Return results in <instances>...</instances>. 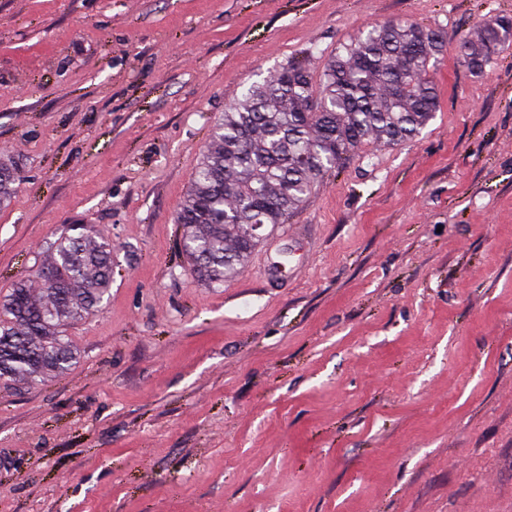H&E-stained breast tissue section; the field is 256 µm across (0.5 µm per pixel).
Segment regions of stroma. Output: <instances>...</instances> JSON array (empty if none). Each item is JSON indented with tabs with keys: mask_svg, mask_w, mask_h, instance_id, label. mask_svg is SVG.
Wrapping results in <instances>:
<instances>
[{
	"mask_svg": "<svg viewBox=\"0 0 512 512\" xmlns=\"http://www.w3.org/2000/svg\"><path fill=\"white\" fill-rule=\"evenodd\" d=\"M512 0H0V299L112 242L78 358L0 380V512H512ZM440 31L439 110L367 140L224 286L174 218L211 127L372 25ZM512 47V18L492 17L485 22L478 43L466 47L462 62L472 71L482 72L502 51Z\"/></svg>",
	"mask_w": 512,
	"mask_h": 512,
	"instance_id": "stroma-1",
	"label": "stroma"
}]
</instances>
